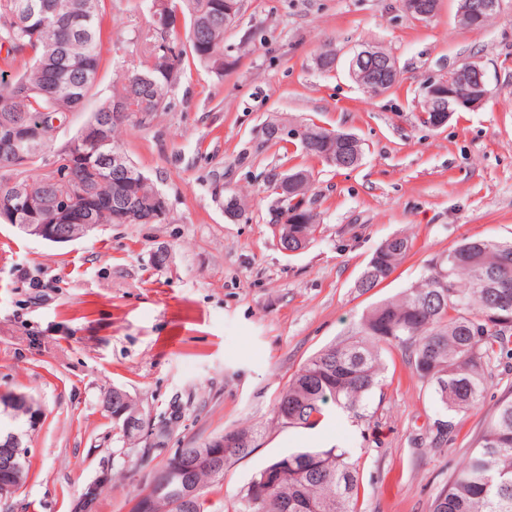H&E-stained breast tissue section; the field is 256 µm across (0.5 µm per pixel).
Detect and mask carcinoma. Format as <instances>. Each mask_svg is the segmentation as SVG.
Wrapping results in <instances>:
<instances>
[{"label":"carcinoma","mask_w":512,"mask_h":512,"mask_svg":"<svg viewBox=\"0 0 512 512\" xmlns=\"http://www.w3.org/2000/svg\"><path fill=\"white\" fill-rule=\"evenodd\" d=\"M30 0H0V62L14 70L6 77L0 70V125L28 116L42 124L43 134L21 151L0 144V199L22 185L42 204L38 220L52 223L53 201L66 197L76 208L84 207L94 193L104 204L93 223H112V203L127 197L147 203L160 190L133 163L130 176L103 175L93 179L91 169L98 150L75 134L57 151L54 166L37 181L24 173L37 163L53 142V132L67 123L69 114L92 95L100 68V17L104 0H44L47 11L30 13ZM151 16L164 25L144 35L149 57L156 65L123 75L101 112L112 111L120 101L126 115L111 123L109 137L134 117L149 122L163 109L164 101L180 75L201 66L224 78L240 57L230 54L224 34V0H145ZM188 45H183L181 32ZM314 67L330 72L336 51L321 50ZM337 130L315 123L303 125L295 144L309 157L324 154L363 155V145L336 136ZM297 181L288 186L290 205L280 229V243L300 248L310 243L320 226V215L305 204L312 173L295 168ZM413 249V241L395 236L381 243L355 281L366 293L387 280ZM512 317V240L485 237L463 239L448 253L433 260L426 273L399 297L376 303L362 315L347 337L312 356L298 370L276 407V420L285 426L316 427L332 403L344 412L358 414L366 399L382 385L383 357L392 347L408 352V363L431 385L440 405L450 412L477 406L489 389L485 370L503 356L512 358V322L499 324V316ZM240 444L224 449V466L250 455L261 430H231ZM221 473L202 469L194 474L199 492L189 509L177 504L176 491L185 473L171 468L150 491L149 512H210L208 489ZM365 495L360 461L343 448L305 449L280 456L258 471L229 503L224 512H360ZM432 512H512V397L501 399L477 439L464 470L444 486L432 502Z\"/></svg>","instance_id":"carcinoma-1"}]
</instances>
